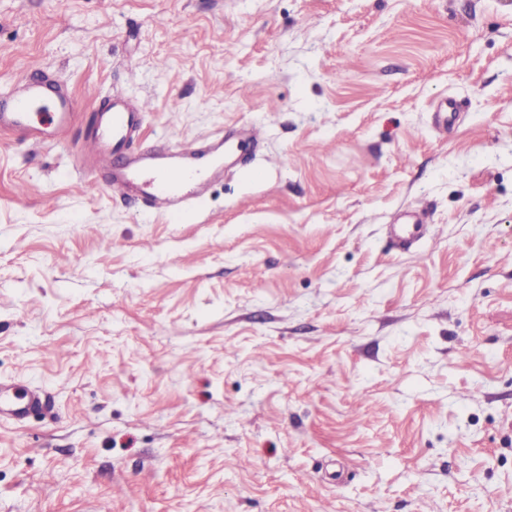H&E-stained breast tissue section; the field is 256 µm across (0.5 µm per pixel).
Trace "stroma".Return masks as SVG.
Wrapping results in <instances>:
<instances>
[{
  "instance_id": "35a3bbf8",
  "label": "stroma",
  "mask_w": 512,
  "mask_h": 512,
  "mask_svg": "<svg viewBox=\"0 0 512 512\" xmlns=\"http://www.w3.org/2000/svg\"><path fill=\"white\" fill-rule=\"evenodd\" d=\"M44 71L68 136L0 128V384L42 399L0 512H512V0H0V85ZM115 94L144 146L264 136L160 216L79 183ZM428 232V226L419 221L405 224H390L389 236L394 246L402 251H410Z\"/></svg>"
}]
</instances>
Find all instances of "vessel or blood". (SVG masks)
Masks as SVG:
<instances>
[{
	"mask_svg": "<svg viewBox=\"0 0 512 512\" xmlns=\"http://www.w3.org/2000/svg\"><path fill=\"white\" fill-rule=\"evenodd\" d=\"M75 110V101L65 84L52 74L0 87V126L11 128L27 140L44 144L63 139ZM143 112V107L130 104L123 96H113L111 106L101 112L94 132L83 142L82 159L93 167H111L114 194L137 196L153 212L174 216L179 213L182 200L206 175L205 169L194 163L200 145L195 141L183 145L176 164L162 163V150L153 147L142 148V163L113 164V156L129 147L139 131ZM239 148L233 132L217 137L214 167H223ZM427 232V225L418 221L389 227L394 246L403 252L410 251ZM40 404L37 391L0 385V414L19 419Z\"/></svg>",
	"mask_w": 512,
	"mask_h": 512,
	"instance_id": "1",
	"label": "vessel or blood"
}]
</instances>
